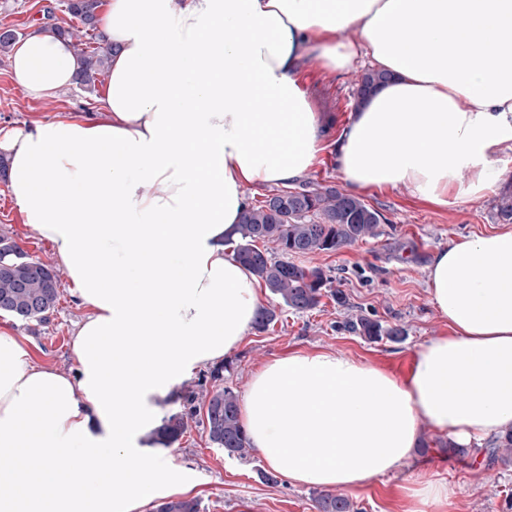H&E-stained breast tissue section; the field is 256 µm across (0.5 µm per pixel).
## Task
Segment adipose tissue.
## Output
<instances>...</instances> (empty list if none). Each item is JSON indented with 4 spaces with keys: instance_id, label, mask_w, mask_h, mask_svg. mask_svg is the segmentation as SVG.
<instances>
[{
    "instance_id": "obj_1",
    "label": "adipose tissue",
    "mask_w": 512,
    "mask_h": 512,
    "mask_svg": "<svg viewBox=\"0 0 512 512\" xmlns=\"http://www.w3.org/2000/svg\"><path fill=\"white\" fill-rule=\"evenodd\" d=\"M100 26L101 117L0 134L23 221L86 309L73 375L0 330V512H140L170 490V456L141 438L173 382L221 362L260 309L224 246L246 188L293 183L329 151L351 189L445 208L494 192L512 153V0H109ZM363 56L387 79L328 142L301 67ZM78 68L44 30L11 62L36 100ZM427 282L448 332L408 378L325 350L254 371L240 418L269 468L353 491L413 464L422 427L462 447L512 432V229L438 250ZM404 495L409 512H448L456 491Z\"/></svg>"
}]
</instances>
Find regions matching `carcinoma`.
I'll return each mask as SVG.
<instances>
[{
	"label": "carcinoma",
	"mask_w": 512,
	"mask_h": 512,
	"mask_svg": "<svg viewBox=\"0 0 512 512\" xmlns=\"http://www.w3.org/2000/svg\"><path fill=\"white\" fill-rule=\"evenodd\" d=\"M100 0H68V12L85 26L88 42L79 49L80 67L76 82L87 91L109 70L112 44L96 33ZM387 76L366 72L359 80L356 103L384 83ZM496 216L512 223V184L504 187L493 205ZM382 214L361 198L332 185L301 181L292 188L274 189L258 199L247 201L233 257L245 265L270 293L294 313L311 311L328 295L337 303H346L340 290H327L333 276L318 266L303 267L294 262L299 255L333 253L358 242L378 237ZM7 253L8 267H0V314L28 323L45 321L58 304L60 275L53 266L31 258L7 236L0 237V252ZM349 329L369 341L383 338L398 340L405 334L401 327H385L370 315H358ZM234 363L222 361L197 381V388L181 393L184 409L163 418L155 431L156 439L169 446L186 432L189 421L201 417V424L212 445L229 456L249 459L254 448L243 429L239 402L232 388L224 385L225 374ZM489 460L512 461V432L496 446L486 449ZM317 512H357L347 497L320 492L314 498ZM157 512H199L194 498L171 499L160 503Z\"/></svg>",
	"instance_id": "1"
}]
</instances>
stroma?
<instances>
[{
    "instance_id": "obj_1",
    "label": "stroma",
    "mask_w": 512,
    "mask_h": 512,
    "mask_svg": "<svg viewBox=\"0 0 512 512\" xmlns=\"http://www.w3.org/2000/svg\"><path fill=\"white\" fill-rule=\"evenodd\" d=\"M67 0H0V27L15 29L27 38L43 22L45 8H52L59 25L81 30V23L67 13ZM358 71L333 76L316 63L302 67V80L314 107L330 117L327 134L335 139L354 113ZM101 107L99 93L74 86L55 99L35 101L12 81L11 57L0 54V129L18 128L35 118L70 112L86 114ZM359 196L383 216L378 237L336 253L299 257V264L331 272L334 285L347 296L346 305L323 299L314 310L295 314L270 294L261 295L264 307L276 318L265 331L248 330L230 357L234 370L225 383L243 394L251 373L264 362L290 353L326 349L381 365L383 359L414 355L418 346L447 333L448 326L432 306L426 267L437 250L467 237L501 229L492 196L443 208L414 196L404 188L363 190ZM0 234L8 235L31 257L49 261L51 248L23 223L6 180L0 177ZM68 279L60 281V299L45 322L21 323L0 316V327L9 328L28 346L36 362L68 374L77 361L71 349L73 329L84 311L72 298ZM376 315L383 324H398L406 333L401 341L370 342L345 329L347 318L358 312ZM176 468L171 495L194 498L200 512H315V488L295 486L286 477L271 484L261 477L266 465L259 455L244 461L227 456L210 444L199 423H191L178 442L167 449ZM446 478L457 495L449 512H512V465H487L480 449L468 457L447 458L437 449H418L417 463L396 475L380 478L350 492L358 512H404L403 488L409 480Z\"/></svg>"
}]
</instances>
